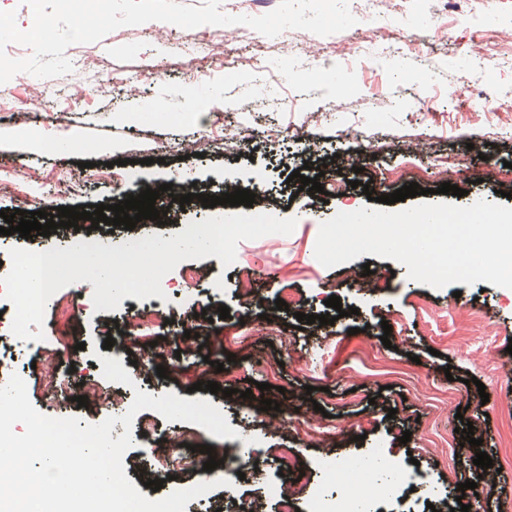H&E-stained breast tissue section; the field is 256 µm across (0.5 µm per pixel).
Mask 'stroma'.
<instances>
[{
  "label": "stroma",
  "mask_w": 512,
  "mask_h": 512,
  "mask_svg": "<svg viewBox=\"0 0 512 512\" xmlns=\"http://www.w3.org/2000/svg\"><path fill=\"white\" fill-rule=\"evenodd\" d=\"M350 9L356 25L342 31L345 42L357 43L363 30L375 28L376 0H352ZM428 0H407L405 11L394 20L396 47L366 52L359 47L352 55L331 52L325 37L295 31L289 41L268 38L249 27H221L226 51L258 59L268 75L260 81L255 72L242 69L225 74L218 61L200 55L198 42L212 33L204 25L186 30L151 21L140 32L123 37L105 36L94 47L102 60L98 73L75 68L72 74L43 80L39 93L21 85L18 79L0 85V210H52L58 206L88 204L114 205L135 194L139 183L163 184L175 179L196 183L202 194L221 195L225 182L251 190L255 203L250 210L296 219L291 234L282 236L274 247L257 241L239 242L236 261L222 267L217 257L204 258L211 270V288L191 289L182 285L177 272H169L171 291L168 307L173 327L144 333L120 334L126 308L95 310L82 290L64 287L71 305L66 321L67 345H60L57 313L46 309L44 340L27 344L11 332L14 307L0 296V378L19 374L26 382L33 405L50 417L77 416L87 423L109 417L103 404L78 406L83 376H100L96 350L127 365L140 391L160 396L174 393L178 398L207 400L225 415L239 436L252 439L250 452L262 468L259 480L238 481L234 490L214 489L191 500L185 512H228L234 501L259 495L265 483L279 481L273 459L276 449H293L300 474L313 480L316 462L325 456L348 458L374 449H385L405 470L419 468L424 485L403 487L399 494L380 502V512H431L430 503L458 497L455 485L441 465L422 452L427 434L447 438L455 445L459 469L457 483L477 480L481 469L473 463L476 451L497 456L499 451L498 407L512 398V289L491 284H450L434 289L409 279L407 268L389 258L361 255L333 268L315 257L321 223L345 205L366 206L363 184H371L376 195L392 193L415 182L427 189V202H437L434 190L440 185L439 168L455 170L457 187L465 189L453 204L467 206L479 200L501 202L502 192L512 193V133L500 134L478 122L468 110V100L485 94L512 96V56L496 55L487 66L472 62L475 53H488L476 35L475 22L491 27H512V0H469L464 17H449L442 27L427 28ZM427 42L425 53L415 52L414 38ZM196 54L198 78H190L177 65L187 54ZM81 87L73 95L72 87ZM155 103L159 111L144 112V102ZM224 115L223 125L210 121L213 113ZM319 121L306 126L311 147L305 155L308 177H319L322 192L301 190L299 181L289 180L286 171L267 166L270 146L267 127H278L280 144H289L288 131L306 125L310 113ZM67 114L65 129H58L56 117ZM242 125L248 145L240 153L225 151L224 125ZM353 127L356 138L343 136ZM60 132L72 151L60 153L50 144L51 132ZM169 148L159 153L157 140ZM198 139L205 157H182L181 142ZM35 167L44 174L42 184H31L19 176L22 168ZM359 188H351V181ZM171 222L167 225L137 224L127 230L100 225L98 229L58 228L56 234L0 235V277L11 270L9 252L23 247L35 252L49 247L67 248L90 239L121 245L146 236L170 239L188 223L207 218V211L194 205L168 202ZM237 206V213H245ZM369 265L377 287L354 286L346 280L351 270ZM254 270L257 302H244L238 281L243 271ZM300 297L298 311L327 313L330 296L343 306L354 307V315L331 325L317 323L294 327L295 312L276 307L284 295ZM426 304L418 312L417 304ZM227 306L229 318L218 316ZM482 312L485 323L477 336L458 338L455 346L446 339L461 325L467 310ZM403 320L384 333L382 320L391 311ZM200 316L198 336L186 338L176 327L186 312ZM115 344L104 349L107 335ZM389 346H382L381 336ZM294 345L301 364L288 361L285 345ZM376 346L380 364L404 366L419 356L414 371L397 377L372 373L366 356ZM59 348L60 370L68 385L66 398L45 393L42 371L34 363L44 349ZM223 364L222 372H209L221 393L195 390L198 366L203 359ZM166 377H158L157 366ZM475 376L464 384L465 375ZM257 381L249 389V381ZM267 390H260V383ZM232 396H224V389ZM489 398L481 400L478 391ZM251 398H242V391ZM429 393L448 396L462 417L426 405ZM279 403L276 414L262 411L263 400ZM324 407L333 415L338 435L333 443L302 438L286 427L296 413H310ZM141 418L153 420L156 429L147 436L133 434L127 455L133 462L125 474L148 499L158 493L214 481L213 473L185 465L173 472L160 470L168 458L167 434L187 432L188 444L209 445L216 456L236 447L237 438H219L204 428L182 421H166L152 410ZM470 421L481 447L462 445L458 427ZM411 439L400 443L403 431ZM163 482L161 492L146 488L145 480Z\"/></svg>",
  "instance_id": "stroma-1"
}]
</instances>
